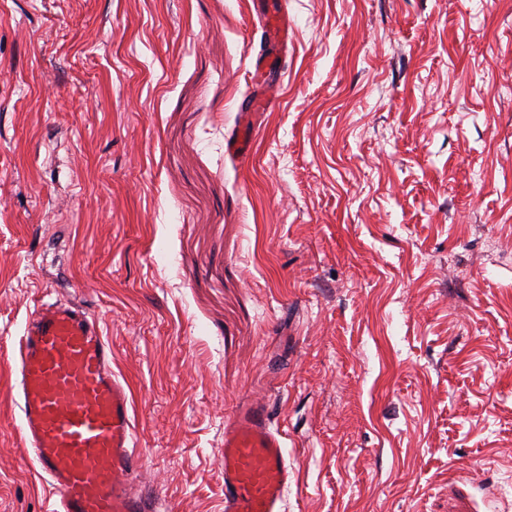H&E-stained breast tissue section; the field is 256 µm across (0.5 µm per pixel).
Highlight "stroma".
Wrapping results in <instances>:
<instances>
[{"mask_svg": "<svg viewBox=\"0 0 512 512\" xmlns=\"http://www.w3.org/2000/svg\"><path fill=\"white\" fill-rule=\"evenodd\" d=\"M0 0V512H50L10 400L45 301L99 319L159 512H224L268 401L286 512H512V0ZM255 6L256 15L263 25L265 40L278 51H288V40L291 29V22L283 10H264L261 5L275 3L271 0H252ZM256 6L258 9H256ZM279 65L277 56L258 59L251 71V81L259 90L239 102V128L226 142L227 153L236 158H247L251 154L255 133L254 116L256 112L268 111L275 100L277 83L272 77L278 71Z\"/></svg>", "mask_w": 512, "mask_h": 512, "instance_id": "obj_1", "label": "stroma"}]
</instances>
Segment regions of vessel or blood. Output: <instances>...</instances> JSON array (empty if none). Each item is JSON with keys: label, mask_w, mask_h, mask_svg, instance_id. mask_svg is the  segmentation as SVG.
<instances>
[{"label": "vessel or blood", "mask_w": 512, "mask_h": 512, "mask_svg": "<svg viewBox=\"0 0 512 512\" xmlns=\"http://www.w3.org/2000/svg\"><path fill=\"white\" fill-rule=\"evenodd\" d=\"M252 0L266 41L287 52L291 22ZM277 56L257 60L255 94L238 104L240 124L227 153L250 155L254 116L272 106ZM14 400L24 448L55 489L54 512H155L139 489L131 396L112 369V348L97 318L74 302L40 305L15 354ZM284 435L265 404L245 401L224 427V512H284L291 482Z\"/></svg>", "instance_id": "b4317fda"}]
</instances>
